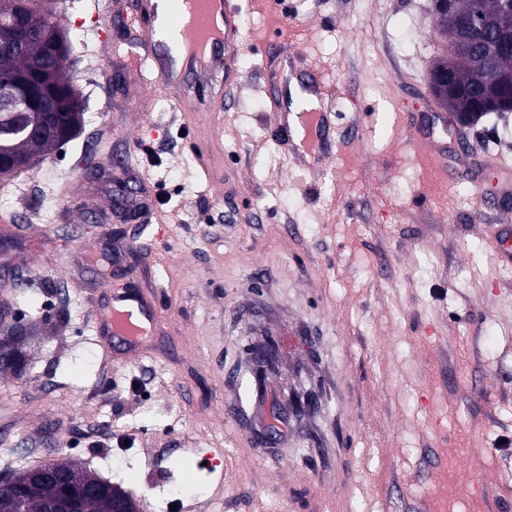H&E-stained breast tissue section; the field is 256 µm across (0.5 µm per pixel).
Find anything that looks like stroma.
Wrapping results in <instances>:
<instances>
[{"mask_svg":"<svg viewBox=\"0 0 512 512\" xmlns=\"http://www.w3.org/2000/svg\"><path fill=\"white\" fill-rule=\"evenodd\" d=\"M93 20L61 0L80 136L0 184V298L48 316L32 374L0 376V449L38 443L121 485L140 512H512V263L492 230L512 206L493 156L512 158V112L454 125L452 187L422 144L440 108L428 87L446 52L430 0H249L228 107L217 125L177 111L137 65L133 0ZM282 28L290 76L315 66L333 95L327 174L272 114L273 71L255 50ZM156 287L165 316L149 354L113 361L93 305ZM278 336L324 393L265 446L248 345ZM216 454L219 466L205 463Z\"/></svg>","mask_w":512,"mask_h":512,"instance_id":"35a3bbf8","label":"stroma"}]
</instances>
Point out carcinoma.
Wrapping results in <instances>:
<instances>
[{"label":"carcinoma","instance_id":"1","mask_svg":"<svg viewBox=\"0 0 512 512\" xmlns=\"http://www.w3.org/2000/svg\"><path fill=\"white\" fill-rule=\"evenodd\" d=\"M20 13L32 23L30 41L18 52L13 44L0 36V80L29 75L48 52L47 35L61 32L54 4L56 0H20ZM446 36L448 55L439 59L430 69L428 83L438 104L458 124L478 121L495 111L479 102H493L508 91V85L486 80L477 49H493L488 40L502 35L512 36V0H457L456 16L435 22ZM49 90L60 99L55 113L45 119L53 132L43 138L30 135L24 123H32L37 116L25 118L0 112V154L24 156L33 162L48 156L75 139L84 120V108L67 75L66 60L55 66ZM0 374H25L29 366L26 348L33 338L28 323L16 316L11 302L0 301ZM49 467L64 476L68 485L80 493V512H114L123 505L126 512H139L136 499L122 487L66 459H48L42 463L19 469L11 476L14 486L22 491L33 512H46L61 496V486L41 482L33 473Z\"/></svg>","mask_w":512,"mask_h":512}]
</instances>
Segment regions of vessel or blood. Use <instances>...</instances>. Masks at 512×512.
Wrapping results in <instances>:
<instances>
[{
	"label": "vessel or blood",
	"instance_id": "1",
	"mask_svg": "<svg viewBox=\"0 0 512 512\" xmlns=\"http://www.w3.org/2000/svg\"><path fill=\"white\" fill-rule=\"evenodd\" d=\"M176 20H167L157 0H138L137 24L140 60L170 88L175 108L199 113L205 122L215 117V102L221 92L195 91L186 95L181 72L209 75L220 70L232 73L240 50L241 8L237 0H177ZM305 138L320 151H327L329 113L314 109L302 114ZM99 334L107 336L122 359L141 355L145 339L161 326L164 316L154 293L141 289L114 291L107 306L95 307Z\"/></svg>",
	"mask_w": 512,
	"mask_h": 512
}]
</instances>
